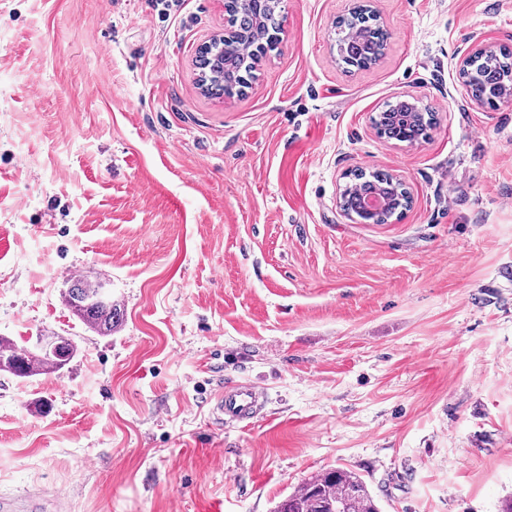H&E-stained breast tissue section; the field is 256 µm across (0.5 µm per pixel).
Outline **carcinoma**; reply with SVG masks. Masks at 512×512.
Segmentation results:
<instances>
[{
	"label": "carcinoma",
	"instance_id": "obj_1",
	"mask_svg": "<svg viewBox=\"0 0 512 512\" xmlns=\"http://www.w3.org/2000/svg\"><path fill=\"white\" fill-rule=\"evenodd\" d=\"M226 11L236 15L234 34L227 44L233 51L226 52L219 44H212L210 60H201L207 66L210 92L231 96L239 94L248 85L259 55L272 45L279 28L276 8L266 5L262 10L240 9L236 0H226ZM344 26L361 32V39L339 48L343 63L366 68L383 54L386 33L376 17L367 8L358 7L345 19ZM470 70L476 78L471 91L488 104L495 103L512 88V51L503 47L471 60ZM378 129L396 136L407 143L418 142L428 135L435 125L434 115L422 112L411 104L379 113L375 120ZM387 191L393 200L392 207L384 214L382 223H388L408 206L407 192L393 177L383 173H360L355 177V188L343 195L342 202L354 211L360 196L375 190ZM108 281L82 276L70 280L62 298L70 311L92 332L110 336L121 321L120 305L112 296L101 297ZM62 355L49 356L29 346H21L7 336H0V370L16 377L27 378L46 372L61 371L76 356L78 349L65 336ZM273 512H379V506L364 479L346 468H334L309 477L297 490L278 502Z\"/></svg>",
	"mask_w": 512,
	"mask_h": 512
}]
</instances>
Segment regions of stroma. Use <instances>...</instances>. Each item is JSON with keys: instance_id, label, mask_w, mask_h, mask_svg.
Masks as SVG:
<instances>
[{"instance_id": "stroma-1", "label": "stroma", "mask_w": 512, "mask_h": 512, "mask_svg": "<svg viewBox=\"0 0 512 512\" xmlns=\"http://www.w3.org/2000/svg\"><path fill=\"white\" fill-rule=\"evenodd\" d=\"M359 0H281L242 95L203 94L224 0H0V336L58 333L61 374L0 372V502L12 512H272L323 470L382 512H501L512 498V96L476 104L474 41L512 49V0H372L387 33L338 61ZM433 112L414 145L386 105ZM410 206L348 218L350 172ZM109 279L112 335L64 305ZM265 387L247 428L218 381ZM355 182L352 185H356L354 190L348 194L344 193L342 202L347 205L353 213L357 208V202L361 195H366L375 190H386L393 200L392 207L384 214L382 223H388L389 219L394 215H399L409 204V198L407 197V191H403V187L397 183L393 177L383 173H369L368 177L366 173L361 171L355 177ZM407 199L408 201H406ZM355 210V211H354Z\"/></svg>"}]
</instances>
